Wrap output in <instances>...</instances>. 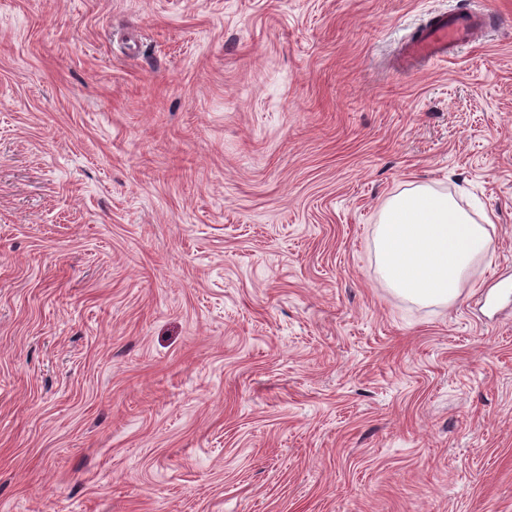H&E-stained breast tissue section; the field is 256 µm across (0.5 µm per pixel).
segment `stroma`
Returning <instances> with one entry per match:
<instances>
[{
	"instance_id": "35a3bbf8",
	"label": "stroma",
	"mask_w": 512,
	"mask_h": 512,
	"mask_svg": "<svg viewBox=\"0 0 512 512\" xmlns=\"http://www.w3.org/2000/svg\"><path fill=\"white\" fill-rule=\"evenodd\" d=\"M419 185L450 304L380 273ZM498 278L512 0H0V512H512ZM482 28L481 16L440 15L425 32L407 44L405 56L410 61H444L459 45L481 33ZM487 235L450 195L417 186L382 211L375 236L381 274L419 302H453Z\"/></svg>"
}]
</instances>
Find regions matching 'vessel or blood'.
<instances>
[{
	"instance_id": "1",
	"label": "vessel or blood",
	"mask_w": 512,
	"mask_h": 512,
	"mask_svg": "<svg viewBox=\"0 0 512 512\" xmlns=\"http://www.w3.org/2000/svg\"><path fill=\"white\" fill-rule=\"evenodd\" d=\"M482 28L483 20L478 16H438L425 32L407 44L405 56L411 61L446 60L459 45L481 33Z\"/></svg>"
}]
</instances>
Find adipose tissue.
Instances as JSON below:
<instances>
[{"label": "adipose tissue", "mask_w": 512, "mask_h": 512, "mask_svg": "<svg viewBox=\"0 0 512 512\" xmlns=\"http://www.w3.org/2000/svg\"><path fill=\"white\" fill-rule=\"evenodd\" d=\"M375 242L382 276L422 303L455 301L487 230L448 195L418 186L386 203Z\"/></svg>", "instance_id": "1"}]
</instances>
